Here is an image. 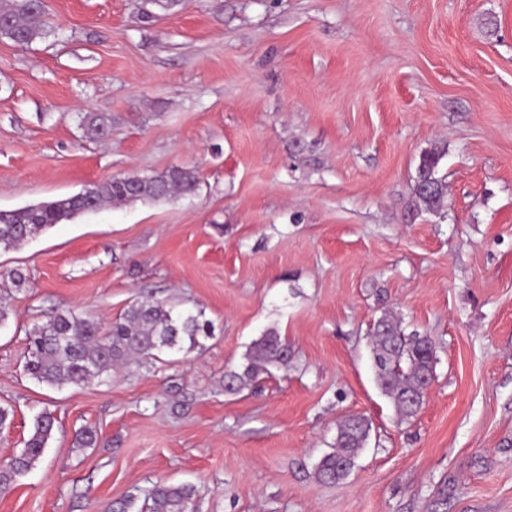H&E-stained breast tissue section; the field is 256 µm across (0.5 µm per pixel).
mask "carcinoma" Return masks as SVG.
<instances>
[{
  "label": "carcinoma",
  "mask_w": 512,
  "mask_h": 512,
  "mask_svg": "<svg viewBox=\"0 0 512 512\" xmlns=\"http://www.w3.org/2000/svg\"><path fill=\"white\" fill-rule=\"evenodd\" d=\"M45 7L37 0H3L0 3V36L28 45L47 34ZM112 127L109 113L86 114L81 128L90 137H103ZM442 153L424 152L416 169L414 194L417 208L433 212L446 194L440 175ZM199 176L191 167H171L158 175L117 176L90 185L56 200L0 211V249L27 243L43 230L106 205L160 202L196 192ZM213 336V324L197 308H187L171 298L135 300L119 318L104 328L72 310L55 312L29 332L24 368L40 384L51 388L85 386L91 380L108 378L121 367L139 372L163 354H185L204 349ZM290 346L275 330L254 340L240 371L224 374V392L235 394L248 388L268 366H288ZM432 340L405 334L401 323L388 314L376 322L372 333L375 382L403 420L415 417L424 401V383L433 374ZM55 430V417L44 409L35 418L24 447L0 465V495L41 461ZM370 433L368 419L351 414L336 427L331 451L315 468L322 482H338L350 473ZM140 512H197L200 489L190 483L164 480L142 490Z\"/></svg>",
  "instance_id": "1"
}]
</instances>
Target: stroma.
<instances>
[{"mask_svg": "<svg viewBox=\"0 0 512 512\" xmlns=\"http://www.w3.org/2000/svg\"><path fill=\"white\" fill-rule=\"evenodd\" d=\"M51 36L0 37V210L174 166L195 194L107 206L0 250V462L56 432L0 512H101L166 479L199 512H512V0H47ZM108 112L86 137L80 118ZM448 192L417 212L421 155ZM154 294L204 310L203 352L50 389L23 370L51 310L110 324ZM432 338L400 421L377 388L383 312ZM287 368L224 391L265 330ZM361 414L350 475L318 482ZM96 430L94 448L75 434ZM112 127V115L109 113L86 114L81 119V128L90 137H103ZM368 419L360 414H351L336 427V437L331 451L324 454L315 468V477L322 482H338L350 473L355 460L370 433Z\"/></svg>", "mask_w": 512, "mask_h": 512, "instance_id": "obj_1", "label": "stroma"}]
</instances>
